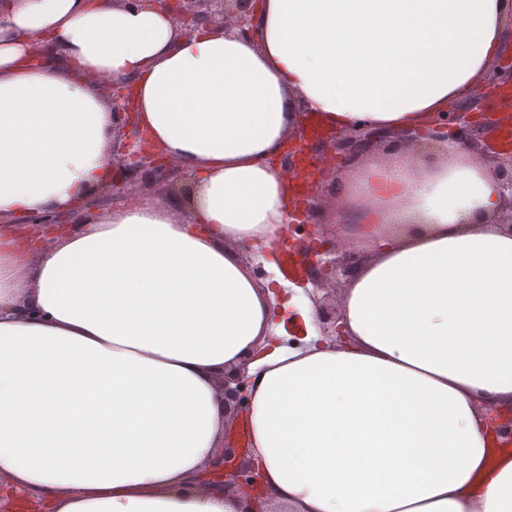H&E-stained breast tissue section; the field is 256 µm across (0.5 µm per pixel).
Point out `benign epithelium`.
I'll return each instance as SVG.
<instances>
[{"label": "benign epithelium", "instance_id": "1", "mask_svg": "<svg viewBox=\"0 0 512 512\" xmlns=\"http://www.w3.org/2000/svg\"><path fill=\"white\" fill-rule=\"evenodd\" d=\"M156 2L165 7L181 30L191 33L203 27L222 24L241 37L251 34L252 17L259 0H135ZM103 89L112 100V193L129 196L140 189L142 180L149 179L167 187L175 194L188 193L189 174L185 168L167 159L150 141L140 137L134 141L128 135L137 133L138 112L129 90L123 82H104ZM512 90V58L493 66L483 87L452 111L437 118L436 134H398L362 127L349 135L327 131L315 133L307 126L298 127L296 143L288 146L279 158L280 167L295 175L303 190L295 194L292 216L298 218L299 231L286 234L289 249L306 260L302 280L313 285L311 298L316 307V320L322 336L333 343L343 342L336 307L328 303L329 293L336 290L337 280L349 278L360 256L337 234V225L323 227L316 218L319 196L328 178L336 174V161H348L376 146L399 148L423 140L438 141L448 137V121H453L454 139L466 144L478 159L490 163L499 181L508 213L499 223L512 231V153L499 149L486 131L505 121H512V101L502 98V92ZM249 381L245 372L224 376V408L234 417L248 410ZM218 483L224 490L243 498L249 509L260 512L258 504L267 495L260 483L259 468L249 452L238 446L231 432L224 434V446L212 466L203 474L200 485Z\"/></svg>", "mask_w": 512, "mask_h": 512}]
</instances>
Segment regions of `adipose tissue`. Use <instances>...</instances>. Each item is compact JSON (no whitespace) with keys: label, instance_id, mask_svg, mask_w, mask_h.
I'll return each mask as SVG.
<instances>
[{"label":"adipose tissue","instance_id":"ef3b65f1","mask_svg":"<svg viewBox=\"0 0 512 512\" xmlns=\"http://www.w3.org/2000/svg\"><path fill=\"white\" fill-rule=\"evenodd\" d=\"M512 0H260L255 37L178 31L145 0H0V497L43 512H242L199 488L245 370L263 512H512V232L460 145L358 155L337 222L367 256L275 344L239 247L288 224L275 160L304 100L329 128L426 130L500 55ZM52 46L41 61L36 49ZM194 181L189 208L103 215L112 105ZM77 213L76 223L42 224ZM263 356H256L257 347ZM249 381L245 371L234 375L224 374V408L235 418L243 417L248 410Z\"/></svg>","mask_w":512,"mask_h":512}]
</instances>
